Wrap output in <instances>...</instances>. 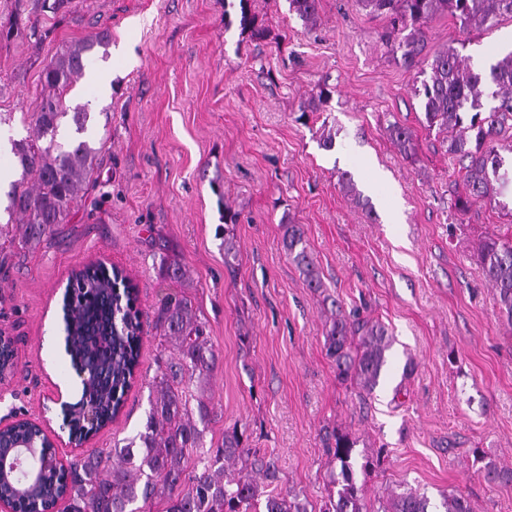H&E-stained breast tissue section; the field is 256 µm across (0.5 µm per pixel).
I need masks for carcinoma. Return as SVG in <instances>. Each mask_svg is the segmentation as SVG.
Instances as JSON below:
<instances>
[{"label":"carcinoma","mask_w":512,"mask_h":512,"mask_svg":"<svg viewBox=\"0 0 512 512\" xmlns=\"http://www.w3.org/2000/svg\"><path fill=\"white\" fill-rule=\"evenodd\" d=\"M240 0V26L253 38L266 29ZM357 3L389 18L382 35L400 52L409 69L424 75L415 94L427 126L459 133L448 140V154L464 163L462 190L453 207L459 216L468 213L473 201L499 198L512 192V172L503 169L498 145L512 129V51L489 68H474L456 47L429 59L424 55L426 28L438 15L447 14L468 31L491 27L496 18L512 17V0H357ZM320 0H289V10L307 27L317 24ZM74 0H12L8 21L0 24V41L27 33L44 40L50 29L45 17L72 13ZM110 35L99 32L65 46L40 74L42 97L31 114L33 138L12 143L22 181L9 194L8 210L19 217L22 238L32 244L58 224H66L79 208L85 189L94 183L104 141L92 137L91 113L84 108L68 111L64 91L84 73L89 57L107 47ZM496 105L485 108V89ZM389 133L406 157L415 155L414 132L393 124ZM33 178L24 185L23 179ZM283 248L304 278L306 287H322L319 273L307 250L299 224L285 222ZM485 278L492 283L497 300L512 325V243L489 238L478 251ZM164 281H182L187 272L162 255L157 267ZM70 292L62 298L64 350L72 367L86 372L79 401L92 404L97 429L120 413L140 365L143 322L159 331L157 371L150 383L149 409L143 430L104 454L88 451L64 469L46 435L34 423L18 420L0 434V452L29 450L26 470L0 483V497L19 499L22 512H40L61 496L64 512H151L158 501L165 512H249L264 498L263 512H308L299 496L281 491H262L259 480L278 481L275 464L250 454L237 430L224 433V443L205 448V432L218 417L213 377L217 355L208 338L206 323L196 315L192 300L182 292L166 293L144 314L138 307L139 289L117 268L85 266L72 275ZM327 351L336 362L338 375L357 381L372 391L387 365L391 346L387 328L375 321L349 320L337 313L326 330ZM174 347L176 356L167 354ZM17 370L14 341L0 340V377ZM355 441L346 433L334 435L332 457L336 463L337 498L323 512H431L427 495L406 491L378 501L364 502L357 472L367 474L369 463L356 467ZM490 483H512V469L489 464ZM441 512H472L469 501L445 494Z\"/></svg>","instance_id":"1"}]
</instances>
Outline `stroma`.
Masks as SVG:
<instances>
[{"mask_svg": "<svg viewBox=\"0 0 512 512\" xmlns=\"http://www.w3.org/2000/svg\"><path fill=\"white\" fill-rule=\"evenodd\" d=\"M249 6L267 38L241 29L240 0H80L76 16L52 19L49 39L0 44V113L13 115L0 132L21 140L43 67L65 45L110 33L106 55L65 96L107 139L94 186L71 222L34 246L0 214V334L15 338L18 365L0 380V422L61 428L49 396L78 379L59 302L72 271L101 260L137 285L143 311L169 291L191 298L219 355L207 441L238 430L308 512L337 490L327 451L335 430L356 438V460L375 462L366 499L412 487L435 504L453 493L474 512H512V483L484 478L488 463L512 468V325L477 261L486 238L512 240V212L481 199L455 212L461 166L447 132L425 122L415 70L381 40L385 16L320 0L308 30L288 0ZM426 35V56L460 43L472 66L486 67L512 51V17L466 34L441 15ZM99 70L107 89L91 80ZM324 88L329 98L311 110ZM393 123L415 132V156L399 151ZM344 172L356 195L339 184ZM228 206L239 215L229 261ZM285 219L303 226L322 291L289 261ZM163 244L187 282L158 278ZM337 306L381 322L392 339L373 391L340 380L326 354ZM158 343L145 328L124 410L90 447L108 451L142 430Z\"/></svg>", "mask_w": 512, "mask_h": 512, "instance_id": "stroma-1", "label": "stroma"}]
</instances>
